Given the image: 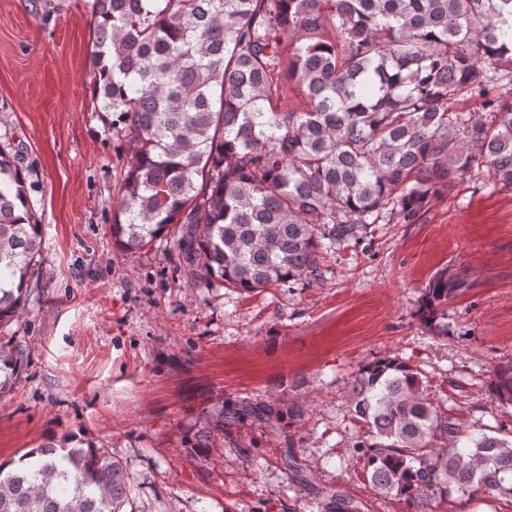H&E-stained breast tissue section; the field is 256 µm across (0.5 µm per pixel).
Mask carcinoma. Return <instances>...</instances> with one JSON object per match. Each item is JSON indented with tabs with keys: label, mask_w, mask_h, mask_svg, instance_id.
Returning a JSON list of instances; mask_svg holds the SVG:
<instances>
[{
	"label": "carcinoma",
	"mask_w": 512,
	"mask_h": 512,
	"mask_svg": "<svg viewBox=\"0 0 512 512\" xmlns=\"http://www.w3.org/2000/svg\"><path fill=\"white\" fill-rule=\"evenodd\" d=\"M95 111L112 115L128 160L112 238L136 253L175 237L186 281L243 294L321 276L328 246L370 224H412L427 199L487 171L512 189V0H88ZM303 107L280 103L284 82ZM473 100L469 110L460 105ZM15 155L0 147V323L24 303L42 224ZM471 287L439 273L418 316L448 331V301ZM27 364L0 339V393ZM491 400L512 406V360ZM351 419L371 488L433 512L453 491L512 499V441L462 443L431 381L399 357L358 366ZM244 417L292 425V402L208 412L193 448L224 445ZM27 466L0 463V512H124L122 462L47 437ZM323 512H357L318 488Z\"/></svg>",
	"instance_id": "1"
}]
</instances>
